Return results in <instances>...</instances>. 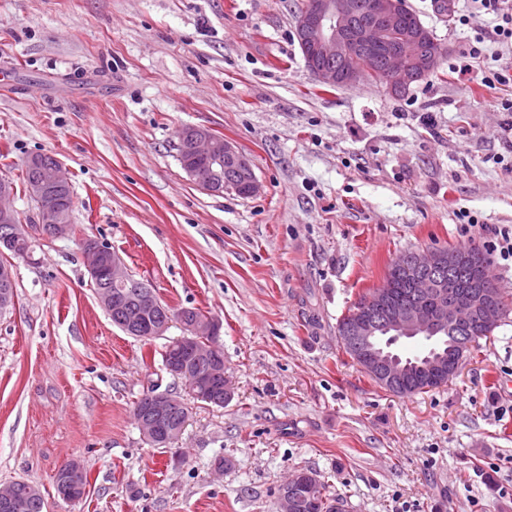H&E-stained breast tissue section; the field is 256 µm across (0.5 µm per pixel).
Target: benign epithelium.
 <instances>
[{
    "label": "benign epithelium",
    "instance_id": "1",
    "mask_svg": "<svg viewBox=\"0 0 512 512\" xmlns=\"http://www.w3.org/2000/svg\"><path fill=\"white\" fill-rule=\"evenodd\" d=\"M358 18L364 19L360 27L356 26ZM403 26L400 0H305L294 16V39L306 68L323 86H351L377 79L386 81L392 92L406 93L437 71L447 48L418 24L384 52L382 63H377L383 46L382 35ZM177 146L182 169L200 190L221 195L231 177L244 196L253 198L261 194L262 185L250 160L232 142L202 127L183 126L177 135ZM29 166L35 170V176L28 184V197L36 205L41 223L48 225L47 234L58 237L71 234L66 207L56 193V189L71 185L62 163L55 157L44 161L34 156ZM15 193L12 181L1 176L0 224L18 221V211L12 205ZM84 258L90 276L95 277L104 270L112 284L128 283L130 273L119 256L109 260L103 247L92 244L84 248ZM409 262L416 270L412 283L419 299L443 294L447 265L454 264V257L421 248L412 251ZM134 303L144 317H152L161 309L151 290L138 293ZM501 318V289L495 279L488 278L481 287L455 295L435 312L426 311L419 303L404 308L390 307L382 315L370 312L359 317L340 340L356 350L360 368L383 384L402 381L414 372L425 377L435 373L446 381L457 375L462 359L446 366L439 355L417 365L412 372L409 366L380 348L378 341L391 347L404 339L423 340L446 323L461 328L493 327ZM179 321L185 334L171 343L169 350L174 355L167 361V370L191 380L220 377L222 365L217 342L220 323L191 312L181 315ZM186 348L194 350L198 366H190L181 359L180 353ZM172 405L167 393L149 394L147 408L137 412L136 419L145 440H152L168 421ZM63 474V495L83 489L85 473L80 463L74 460L63 463ZM315 481L316 477L305 471L288 474V480L280 485L281 512H294L297 493L311 491Z\"/></svg>",
    "mask_w": 512,
    "mask_h": 512
}]
</instances>
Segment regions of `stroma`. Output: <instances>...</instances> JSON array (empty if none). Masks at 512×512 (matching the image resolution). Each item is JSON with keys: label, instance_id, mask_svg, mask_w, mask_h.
<instances>
[{"label": "stroma", "instance_id": "35a3bbf8", "mask_svg": "<svg viewBox=\"0 0 512 512\" xmlns=\"http://www.w3.org/2000/svg\"><path fill=\"white\" fill-rule=\"evenodd\" d=\"M407 3L447 53L397 98L315 81L292 38L301 0H0V177L54 155L77 227L48 236L16 193L32 251L0 313V484L30 481L46 512H276L304 468L349 512H512V318L447 385L409 397L336 333L405 249L512 232V112L496 107L512 89L448 69L494 20L472 0ZM186 125L233 142L261 194L198 190L175 149ZM87 237L170 308L220 322L229 404L165 369L179 324L149 341L113 326ZM153 390L190 411L169 448L133 420ZM72 459L88 479L76 503L52 486Z\"/></svg>", "mask_w": 512, "mask_h": 512}]
</instances>
